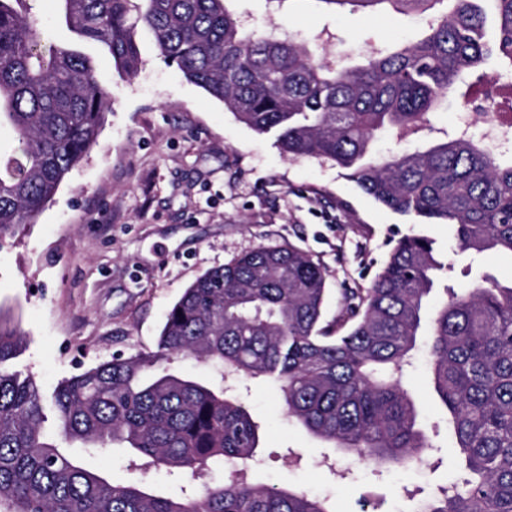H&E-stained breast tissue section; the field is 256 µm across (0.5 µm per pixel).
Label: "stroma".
I'll return each instance as SVG.
<instances>
[{"mask_svg": "<svg viewBox=\"0 0 512 512\" xmlns=\"http://www.w3.org/2000/svg\"><path fill=\"white\" fill-rule=\"evenodd\" d=\"M257 35L325 33L337 64L350 65L377 41L411 40L416 20L395 14H338L318 0H226ZM141 66L122 78L98 53L109 92L105 121L88 156L60 184L35 222L0 241V315L24 348L14 367L42 393L121 354L157 351L167 311L208 270L258 246L293 245L325 274L326 322L344 323L343 293L371 281L405 234L433 238L441 260L437 296L474 276L512 277V257L460 252L449 225L419 224L377 203L333 162L281 153L275 133L239 122L223 103L159 56L138 29ZM260 427L254 481L301 487L335 512H413L450 476L462 477L448 416L418 354L409 376L419 420L430 437L426 464L412 473L353 467L347 453L285 414L276 383L227 378Z\"/></svg>", "mask_w": 512, "mask_h": 512, "instance_id": "35a3bbf8", "label": "stroma"}]
</instances>
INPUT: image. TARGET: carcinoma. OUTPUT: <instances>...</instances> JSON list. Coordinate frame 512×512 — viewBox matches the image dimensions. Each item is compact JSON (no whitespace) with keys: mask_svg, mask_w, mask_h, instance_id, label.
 <instances>
[{"mask_svg":"<svg viewBox=\"0 0 512 512\" xmlns=\"http://www.w3.org/2000/svg\"><path fill=\"white\" fill-rule=\"evenodd\" d=\"M498 19L483 39L486 2ZM31 0H0V124L17 147L0 150V239L31 221L88 154L107 107L89 56L42 44ZM78 37L132 78L135 32L150 30L169 66L258 132L275 130L293 159L350 170L375 201L423 224L451 226L460 251L512 256V161L477 136L365 161L377 132L410 141L463 74L498 58L512 68V0H321L367 17L386 7L427 23L410 42L383 41L362 62L339 67L315 36L248 34L224 0H56ZM444 269L435 242L400 238L371 286L347 304L345 333L323 323L327 288L319 263L293 246H258L193 282L168 311L158 351L114 356L64 379L44 399L12 369L23 336L0 318V512H332L302 488L254 483L260 426L221 385L168 370L190 355L236 378L279 385L282 405L310 434L358 468L409 471L430 448L404 366L430 349V384L448 412L465 471L418 512H512V279L482 276L450 291L426 319ZM52 413L59 438L44 433ZM88 455L120 449L131 477L86 467ZM198 479L178 497L156 492L152 469Z\"/></svg>","mask_w":512,"mask_h":512,"instance_id":"carcinoma-1","label":"carcinoma"}]
</instances>
